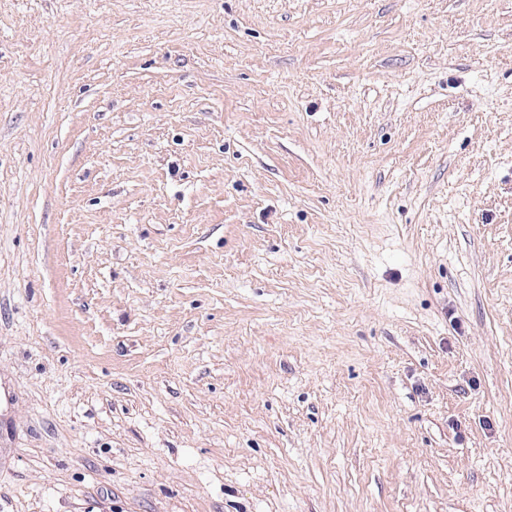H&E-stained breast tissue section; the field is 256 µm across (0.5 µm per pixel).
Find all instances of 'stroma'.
<instances>
[{
    "label": "stroma",
    "mask_w": 512,
    "mask_h": 512,
    "mask_svg": "<svg viewBox=\"0 0 512 512\" xmlns=\"http://www.w3.org/2000/svg\"><path fill=\"white\" fill-rule=\"evenodd\" d=\"M0 512H512V0H0Z\"/></svg>",
    "instance_id": "1"
}]
</instances>
